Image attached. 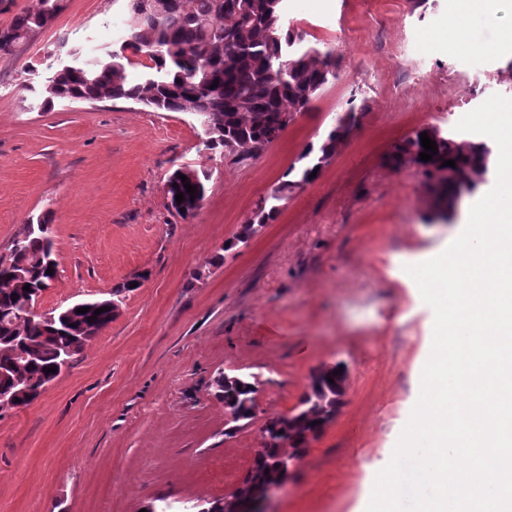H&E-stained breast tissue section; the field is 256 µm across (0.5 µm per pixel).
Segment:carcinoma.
Wrapping results in <instances>:
<instances>
[{
    "instance_id": "carcinoma-1",
    "label": "carcinoma",
    "mask_w": 512,
    "mask_h": 512,
    "mask_svg": "<svg viewBox=\"0 0 512 512\" xmlns=\"http://www.w3.org/2000/svg\"><path fill=\"white\" fill-rule=\"evenodd\" d=\"M150 20L140 22L133 3H128V41L117 51L103 58H93L80 66H65L57 70L40 89L43 103L71 96L96 97L107 100L133 101L160 112H194L201 121L214 125L206 149L244 164L274 142L273 134L283 132L295 116L306 112L330 80L333 70V50L321 48L307 39L301 30H282V17L288 0H153ZM62 9V0H39L35 10L18 14L8 31L16 43L28 41L46 28ZM144 56L151 70L144 80L129 83L124 75L131 56ZM359 113L353 103L318 149H309L307 164L297 179L282 181L271 194L279 201L288 192L313 180L311 173L320 170L334 154L336 147L353 131ZM427 133L435 141L438 153L424 162L420 134ZM492 149L484 142L460 140L443 133L437 127L413 131L395 145L394 164L410 165L430 184L434 192L436 212L448 218L453 208L455 185L464 183L476 189L489 172ZM455 161L456 167L443 165ZM210 173L193 170L190 185L196 187L195 199L184 188V182L172 172L166 179V195L170 213L184 221L193 218L206 196ZM183 193L178 203L175 195ZM277 206L261 207L242 226L229 246L245 241L254 225L274 219ZM54 249V241L42 237L36 228L23 225L15 234L6 259H0V388L19 383L37 390L54 373L46 369L59 364L67 349L78 356L88 339L76 335L86 329H104L112 323V311L98 315L94 311L104 304L93 299L56 310V332L49 331L39 320L25 318L24 307L35 300V292L49 289L59 274L53 269L47 274L40 258ZM25 265L26 283L23 290L15 270ZM90 311L78 313L76 309ZM334 383H329L328 378ZM346 374H333L329 369L312 376L309 387L317 404L294 411L291 415H276L267 419L263 429L264 452L243 479L237 495L239 512H249L252 499L271 482L276 472L282 435L294 448H303L336 416V410H326L336 397L344 393ZM212 387L219 401L228 397L238 402L241 422H251L253 396L257 381L245 378L224 386V373L215 376Z\"/></svg>"
}]
</instances>
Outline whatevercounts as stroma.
<instances>
[{
  "label": "stroma",
  "mask_w": 512,
  "mask_h": 512,
  "mask_svg": "<svg viewBox=\"0 0 512 512\" xmlns=\"http://www.w3.org/2000/svg\"><path fill=\"white\" fill-rule=\"evenodd\" d=\"M460 21L447 35L445 21ZM126 0H65L54 22L0 54V255L47 216L59 276L50 312L102 298L133 273L111 324L26 409L0 416V512H143L234 492L267 417L289 413L321 366L343 364L334 420L268 501L269 512H359L420 392L434 312L406 268L443 252L465 212L428 221L427 191L393 146L454 131L491 95L512 98V0H288L282 23L332 48L336 77L247 164L205 150L194 115L35 93L55 70L119 49ZM365 111L312 182L273 221L225 249L348 101ZM211 178L195 218L167 209L177 165ZM222 262H215L216 254ZM260 381L252 423L228 433L218 372Z\"/></svg>",
  "instance_id": "35a3bbf8"
}]
</instances>
